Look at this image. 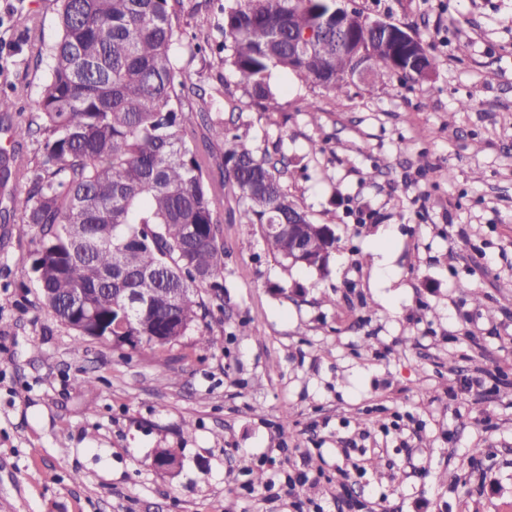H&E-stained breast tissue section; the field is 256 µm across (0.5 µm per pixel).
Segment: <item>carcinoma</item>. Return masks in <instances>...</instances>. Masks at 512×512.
I'll return each instance as SVG.
<instances>
[{"label":"carcinoma","instance_id":"1","mask_svg":"<svg viewBox=\"0 0 512 512\" xmlns=\"http://www.w3.org/2000/svg\"><path fill=\"white\" fill-rule=\"evenodd\" d=\"M59 37L37 111L13 135L36 143L31 166H13L0 152V184L11 177L29 188L19 219L36 229L30 270L40 304L80 339L144 336L140 348L163 350L204 331L212 317L200 286L220 298L224 288V228L286 224L301 210L285 181L300 173L288 154L253 148L239 127L224 125L198 90L179 78L172 46L181 34L183 0H56ZM219 49L243 86L267 110L274 101L272 70L298 81L347 89L361 75L423 80L435 58L403 26L393 31L354 10L336 20V0H220ZM208 19L195 28L205 54ZM205 127L224 140L219 182L211 153L195 140ZM315 256L330 258L336 236L304 217L297 226ZM266 240L288 261V237L269 228ZM91 296L94 314L77 316L76 289ZM129 292L149 298L131 321Z\"/></svg>","mask_w":512,"mask_h":512}]
</instances>
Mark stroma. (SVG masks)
<instances>
[{
  "instance_id": "obj_1",
  "label": "stroma",
  "mask_w": 512,
  "mask_h": 512,
  "mask_svg": "<svg viewBox=\"0 0 512 512\" xmlns=\"http://www.w3.org/2000/svg\"><path fill=\"white\" fill-rule=\"evenodd\" d=\"M353 3L415 31L432 75L344 94L276 70L265 112L217 54L173 46L255 147L285 142L290 193L337 238L323 276L225 225L211 349H75L22 262L36 231L11 199L27 185L0 191V512H285L290 474L306 477L301 512H512V0ZM58 34L54 0H0V95L15 103L0 148L35 111L34 54ZM161 448L178 473L152 467ZM255 470L270 499L249 494Z\"/></svg>"
}]
</instances>
